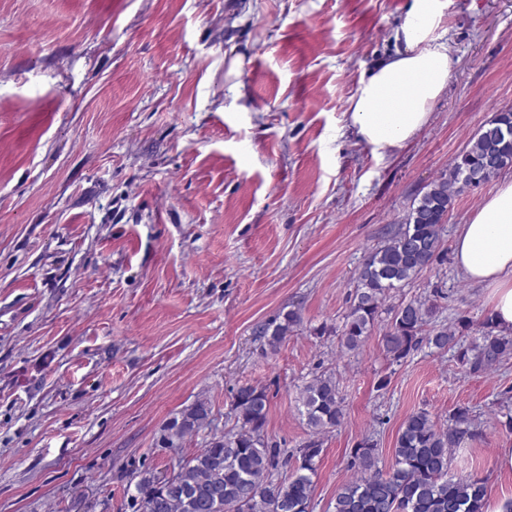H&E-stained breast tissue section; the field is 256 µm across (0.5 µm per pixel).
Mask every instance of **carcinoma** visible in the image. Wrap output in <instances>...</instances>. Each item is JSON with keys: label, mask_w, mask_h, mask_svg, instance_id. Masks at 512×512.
I'll use <instances>...</instances> for the list:
<instances>
[{"label": "carcinoma", "mask_w": 512, "mask_h": 512, "mask_svg": "<svg viewBox=\"0 0 512 512\" xmlns=\"http://www.w3.org/2000/svg\"><path fill=\"white\" fill-rule=\"evenodd\" d=\"M491 160L500 172L512 168V111L499 112L485 124L448 171L427 186L398 230L369 252L338 329L341 349H359L386 313L382 348L394 363L425 348L453 351L458 364L472 373L512 360V334L501 333L490 315L482 322V336L469 344L464 341L470 329L468 318L458 317L449 329L436 324L434 299L445 298L439 290L431 299L411 298L385 309L393 290L442 261V229L448 212L463 187L490 180L486 167ZM300 322L297 311H282L261 327L259 336L274 352ZM299 403L314 438L296 449V466L288 477L273 478L272 471L288 465V458L267 440L266 390L246 384L233 397L234 428L180 464L168 486L159 488L157 478L143 476L130 498L131 508L135 512H224L215 507L219 500L237 507V512H310L316 460L322 452L315 436L339 426L344 417L333 375L322 373L305 384ZM210 414L208 402L197 401L166 427L163 441L170 445L201 429L209 423ZM473 436L467 408L458 409L445 428L428 412H414L399 428L387 468L379 466L377 443L369 437L361 439L350 449L348 459L356 477L336 491L332 512H486L485 479L471 473L449 474L451 449Z\"/></svg>", "instance_id": "cac0c4a2"}]
</instances>
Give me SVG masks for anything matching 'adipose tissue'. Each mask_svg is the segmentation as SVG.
Here are the masks:
<instances>
[{"label": "adipose tissue", "instance_id": "adipose-tissue-1", "mask_svg": "<svg viewBox=\"0 0 512 512\" xmlns=\"http://www.w3.org/2000/svg\"><path fill=\"white\" fill-rule=\"evenodd\" d=\"M448 0H408L393 51L366 69L349 100L350 122L375 150L402 149L428 122L448 84L451 55L438 29ZM457 266L491 290L497 326L512 328V180L486 198L454 244Z\"/></svg>", "mask_w": 512, "mask_h": 512}]
</instances>
